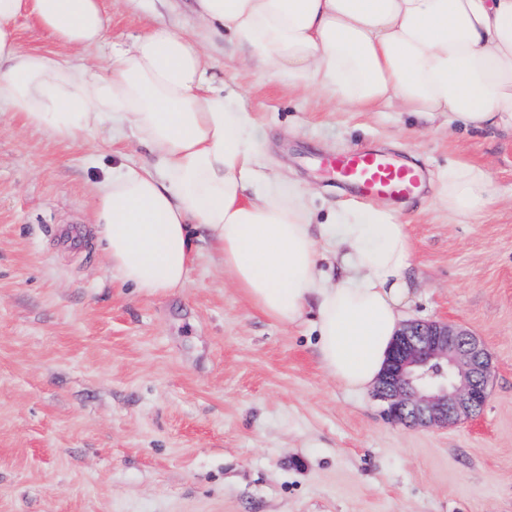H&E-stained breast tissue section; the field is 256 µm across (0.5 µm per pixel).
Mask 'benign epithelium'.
Listing matches in <instances>:
<instances>
[{"label":"benign epithelium","instance_id":"obj_1","mask_svg":"<svg viewBox=\"0 0 512 512\" xmlns=\"http://www.w3.org/2000/svg\"><path fill=\"white\" fill-rule=\"evenodd\" d=\"M492 375L485 344L463 326L411 321L398 333L376 397L394 422L454 425L480 414Z\"/></svg>","mask_w":512,"mask_h":512}]
</instances>
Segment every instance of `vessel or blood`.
Masks as SVG:
<instances>
[{"instance_id": "obj_1", "label": "vessel or blood", "mask_w": 512, "mask_h": 512, "mask_svg": "<svg viewBox=\"0 0 512 512\" xmlns=\"http://www.w3.org/2000/svg\"><path fill=\"white\" fill-rule=\"evenodd\" d=\"M319 166L363 198L401 201L416 195L421 186L419 170L394 154L355 148L322 157Z\"/></svg>"}]
</instances>
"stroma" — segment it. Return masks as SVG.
<instances>
[{"label": "stroma", "instance_id": "35a3bbf8", "mask_svg": "<svg viewBox=\"0 0 512 512\" xmlns=\"http://www.w3.org/2000/svg\"><path fill=\"white\" fill-rule=\"evenodd\" d=\"M106 38L157 22L147 0H105ZM214 73L255 115L261 162L307 188L319 214L352 198L319 157L368 144L425 170L395 206L414 245L409 312L485 343L475 420L410 427L320 365L309 324H278L200 245L184 288L125 284L93 224L91 185L140 164L108 130L73 145L0 112V512H512V129L452 131L397 104L359 112L246 64L214 37ZM454 160L488 168L495 201L456 223L433 204Z\"/></svg>", "mask_w": 512, "mask_h": 512}]
</instances>
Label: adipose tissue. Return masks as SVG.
<instances>
[{"instance_id": "obj_1", "label": "adipose tissue", "mask_w": 512, "mask_h": 512, "mask_svg": "<svg viewBox=\"0 0 512 512\" xmlns=\"http://www.w3.org/2000/svg\"><path fill=\"white\" fill-rule=\"evenodd\" d=\"M207 33H232L254 64L366 112L398 103L449 126L512 129V0H194ZM59 45L106 40L104 0H0V108L74 144L100 128L146 149L93 184L95 229L121 279L184 287L193 230L247 299L282 325L310 320L321 367L374 387L413 295V248L385 205L345 201L316 221L308 190L258 159L255 121L216 88L201 40L163 20L106 65L22 49L18 19ZM489 171L449 162L434 205L449 221L492 197Z\"/></svg>"}]
</instances>
